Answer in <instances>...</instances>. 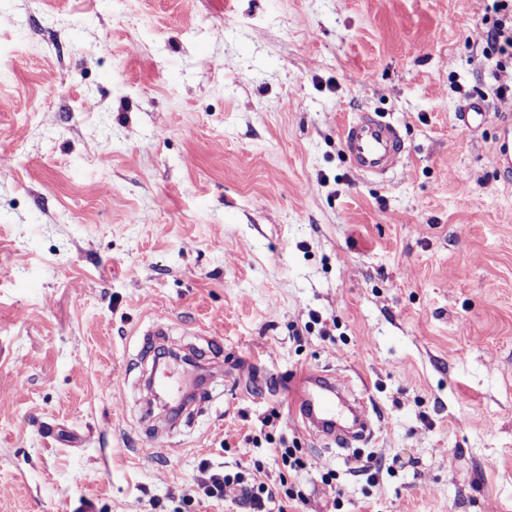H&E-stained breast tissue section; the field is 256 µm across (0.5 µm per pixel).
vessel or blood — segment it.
Here are the masks:
<instances>
[{"label": "vessel or blood", "mask_w": 512, "mask_h": 512, "mask_svg": "<svg viewBox=\"0 0 512 512\" xmlns=\"http://www.w3.org/2000/svg\"><path fill=\"white\" fill-rule=\"evenodd\" d=\"M486 118L487 109L478 101L464 104L457 113L459 124L471 130L479 129ZM342 140L352 169L366 178L385 177L397 167L404 153L397 128L377 112H358L344 125ZM344 389L343 381L333 374L307 375L294 387L295 412L319 435L338 441L369 442L374 430L363 414V400L355 402L354 431L345 430L338 422L337 401Z\"/></svg>", "instance_id": "vessel-or-blood-1"}]
</instances>
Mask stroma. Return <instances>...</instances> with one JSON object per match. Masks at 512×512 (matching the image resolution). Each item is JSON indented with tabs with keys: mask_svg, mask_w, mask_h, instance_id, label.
Segmentation results:
<instances>
[{
	"mask_svg": "<svg viewBox=\"0 0 512 512\" xmlns=\"http://www.w3.org/2000/svg\"><path fill=\"white\" fill-rule=\"evenodd\" d=\"M494 3L0 0V512H244L199 468L262 432L309 463L256 455L288 512L330 470L339 512H512ZM363 110L407 148L382 179L343 153ZM165 345L207 368L176 421L146 407ZM315 372L367 393L354 453L294 411ZM487 109L480 101L464 104L457 112V121L467 129H479L486 121Z\"/></svg>",
	"mask_w": 512,
	"mask_h": 512,
	"instance_id": "obj_1",
	"label": "stroma"
}]
</instances>
